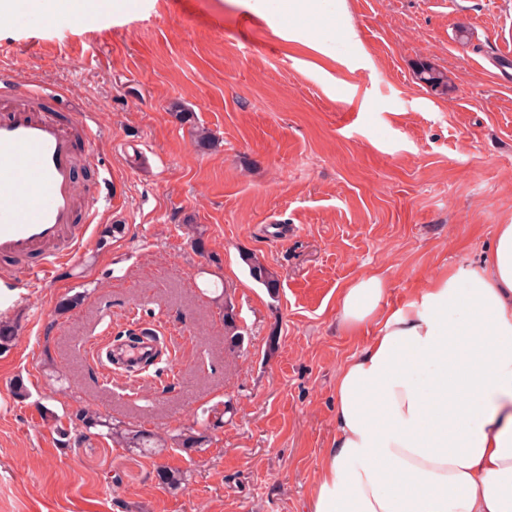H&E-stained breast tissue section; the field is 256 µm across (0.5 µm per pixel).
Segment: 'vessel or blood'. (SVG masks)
<instances>
[{"instance_id": "b4317fda", "label": "vessel or blood", "mask_w": 512, "mask_h": 512, "mask_svg": "<svg viewBox=\"0 0 512 512\" xmlns=\"http://www.w3.org/2000/svg\"><path fill=\"white\" fill-rule=\"evenodd\" d=\"M49 94L32 82L23 94L0 97V256L23 259L8 276L30 282L78 254L96 217L73 172L77 154L95 160L97 130L88 116L67 124L40 111Z\"/></svg>"}]
</instances>
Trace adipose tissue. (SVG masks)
Returning <instances> with one entry per match:
<instances>
[{
    "label": "adipose tissue",
    "instance_id": "obj_1",
    "mask_svg": "<svg viewBox=\"0 0 512 512\" xmlns=\"http://www.w3.org/2000/svg\"><path fill=\"white\" fill-rule=\"evenodd\" d=\"M111 0H0V18L80 17ZM375 272L341 290L351 332L379 330L336 378V440L309 512H512V224L486 268L400 306Z\"/></svg>",
    "mask_w": 512,
    "mask_h": 512
}]
</instances>
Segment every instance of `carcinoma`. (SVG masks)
Listing matches in <instances>:
<instances>
[{
	"mask_svg": "<svg viewBox=\"0 0 512 512\" xmlns=\"http://www.w3.org/2000/svg\"><path fill=\"white\" fill-rule=\"evenodd\" d=\"M417 77L420 82L435 90H448V75L435 68L432 64L421 61L416 67ZM126 225L111 224L106 227L104 234L98 242V249L102 250L111 244V241L124 237ZM250 277L266 288L270 294L278 292L279 280L274 272L264 265L258 258L252 255L243 256ZM17 335V326L10 321H0V353L6 352L13 345ZM243 342V330L238 324L235 306L230 297H224V346L228 351L240 347ZM224 413L213 408L206 411L202 427L181 429L165 440L155 436L140 426L115 423L87 409H80L75 413L73 420L74 432L63 433L65 439L81 441L92 434L109 436L112 441L125 448H134L141 452L149 453L154 448H164L171 445L185 451H200L208 442V431L220 427L223 423Z\"/></svg>",
	"mask_w": 512,
	"mask_h": 512,
	"instance_id": "1",
	"label": "carcinoma"
}]
</instances>
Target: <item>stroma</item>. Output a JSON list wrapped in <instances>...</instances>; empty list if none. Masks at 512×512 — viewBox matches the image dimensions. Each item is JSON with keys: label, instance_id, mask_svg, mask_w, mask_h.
<instances>
[{"label": "stroma", "instance_id": "1", "mask_svg": "<svg viewBox=\"0 0 512 512\" xmlns=\"http://www.w3.org/2000/svg\"><path fill=\"white\" fill-rule=\"evenodd\" d=\"M510 49L512 0H336L332 17L135 0L0 24V93L36 80L57 92L51 112L90 115L101 138L78 189L98 228L126 227L46 281L0 279L13 300L0 321L18 325L0 354V512H308L336 437L337 372L378 331L338 328L340 289L375 270L398 306L444 271L482 268L512 223V80L495 67ZM421 60L447 92L418 81ZM175 102L194 123L175 120ZM246 254L277 275V295ZM215 278L244 329L233 354ZM135 325L163 336L157 368L92 361ZM213 406L224 423L189 454L57 431L86 408L165 438ZM161 469L187 479L168 487ZM250 277L266 288L271 295H276L279 288V280L274 272L264 265L258 258L252 255H244Z\"/></svg>", "mask_w": 512, "mask_h": 512}]
</instances>
